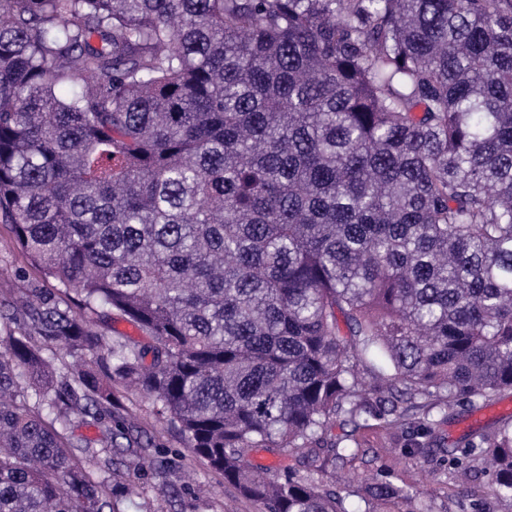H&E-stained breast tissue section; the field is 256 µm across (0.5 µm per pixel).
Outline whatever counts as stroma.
I'll return each mask as SVG.
<instances>
[{"label": "stroma", "instance_id": "obj_1", "mask_svg": "<svg viewBox=\"0 0 512 512\" xmlns=\"http://www.w3.org/2000/svg\"><path fill=\"white\" fill-rule=\"evenodd\" d=\"M39 272L21 252L7 224L0 222V297L30 283L40 281ZM512 400V392H501L494 401L477 400L458 404L447 422H440L438 409H431V419L437 420L435 437L412 439L405 430H394L382 420L370 419L367 426L351 431L343 422H335L327 436L344 440L353 434L358 455L337 465L323 463V479H335L337 487L353 490L351 504H358L357 490L363 489L368 478L383 472L400 486L419 491L414 506L417 512H512V507L499 503L487 476L473 473L462 480L445 460L447 450H460L470 435L491 431L512 419V412H500L496 402ZM157 441L171 451L175 460L172 480L185 483L198 491L197 512H258L255 504L240 498L225 484L222 475L208 469L184 447L173 432L159 431ZM420 444L415 455H406V448Z\"/></svg>", "mask_w": 512, "mask_h": 512}]
</instances>
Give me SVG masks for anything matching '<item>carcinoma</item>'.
Instances as JSON below:
<instances>
[{"label":"carcinoma","instance_id":"carcinoma-1","mask_svg":"<svg viewBox=\"0 0 512 512\" xmlns=\"http://www.w3.org/2000/svg\"><path fill=\"white\" fill-rule=\"evenodd\" d=\"M0 221L54 281L0 302V512L183 500L119 386L262 512H349L250 452L512 389V0H0ZM476 464L512 507V423Z\"/></svg>","mask_w":512,"mask_h":512}]
</instances>
